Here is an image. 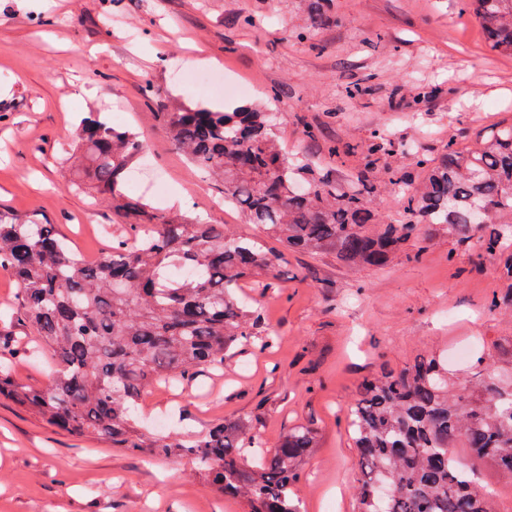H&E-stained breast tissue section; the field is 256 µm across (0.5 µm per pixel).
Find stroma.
Returning a JSON list of instances; mask_svg holds the SVG:
<instances>
[{"instance_id":"1","label":"stroma","mask_w":512,"mask_h":512,"mask_svg":"<svg viewBox=\"0 0 512 512\" xmlns=\"http://www.w3.org/2000/svg\"><path fill=\"white\" fill-rule=\"evenodd\" d=\"M314 0H0V211L55 225L86 259L121 236V216L92 190L71 187L70 146L90 113L138 133L147 151L137 182L167 185L157 208L239 235L259 230L224 201L220 183L175 149L158 101L221 111L237 97L208 85L189 87L180 70L221 71L250 88L249 101L278 90L275 130L287 157L315 155L301 135L316 125L322 140L361 143L372 127L440 151L449 136L476 134L503 120L512 102V60L484 46L477 23L445 16L438 0H334L341 24L319 28L315 43L285 37L309 21ZM252 15L253 26L233 23ZM364 85L350 97L348 86ZM337 113L328 122L327 113ZM474 253L447 235L433 237L420 262L348 270L335 258L286 253L279 290L243 281L273 348L200 369L184 384L146 387L140 409L163 434L188 439L243 415L252 435L275 444L298 423L319 448L300 487L303 512H352L359 471L342 419L365 375L397 370L425 351H443L468 374L460 349L487 353L512 343V310L488 311L495 293L512 291L493 262L476 269ZM18 283L0 271V342L21 345L29 331L17 308ZM22 382L47 387L54 362L28 352L0 356ZM189 458L133 456L92 434L49 426L0 400V512H246L194 475Z\"/></svg>"}]
</instances>
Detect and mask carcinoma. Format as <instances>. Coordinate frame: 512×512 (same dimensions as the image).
<instances>
[{
  "mask_svg": "<svg viewBox=\"0 0 512 512\" xmlns=\"http://www.w3.org/2000/svg\"><path fill=\"white\" fill-rule=\"evenodd\" d=\"M469 13L488 50L512 59V0H446ZM319 22H337L332 0H316ZM175 149L222 179L224 202L281 249L214 224L163 216L144 196L119 190L145 151L127 129L92 118L75 150L100 199L134 219L96 262L77 256L52 224L0 211V270L23 284L20 314L54 357L50 388L33 389L0 366V396L64 430L109 440L130 455L190 458L198 477L248 512H302L298 488L318 447L300 425L273 449L249 433L245 418L226 420L191 441L151 431L135 408L158 380L190 382L202 366L274 343L258 312L238 294L242 280L275 269L286 252L332 254L350 269L418 262L429 236L495 262L512 281V120L464 145L451 136L441 152L393 141L374 129L360 145L364 169L317 175L286 157L274 132L276 112L246 102L220 112L162 105ZM412 153L417 172L386 169L401 198L394 218L373 201L374 176L394 146ZM185 267L192 274L171 276ZM458 382L448 356L428 353L398 371L370 374L357 386L345 421L361 477L357 512H499L486 485L450 452L455 441L512 480V345L498 350L494 372Z\"/></svg>",
  "mask_w": 512,
  "mask_h": 512,
  "instance_id": "cac0c4a2",
  "label": "carcinoma"
}]
</instances>
